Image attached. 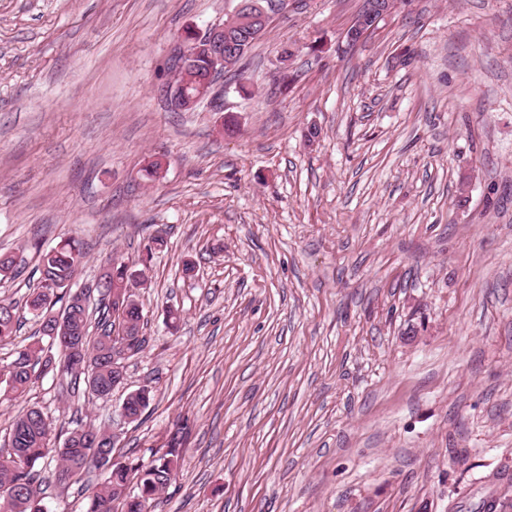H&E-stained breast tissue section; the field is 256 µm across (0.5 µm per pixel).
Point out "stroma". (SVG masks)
Masks as SVG:
<instances>
[{"mask_svg":"<svg viewBox=\"0 0 512 512\" xmlns=\"http://www.w3.org/2000/svg\"><path fill=\"white\" fill-rule=\"evenodd\" d=\"M235 6L0 0V250L25 260L0 300L62 237L80 289L165 234L148 345L83 406L108 425L151 388L120 459L188 420L154 512H512V0H406L351 49L363 0H288L242 74L172 111L184 33ZM32 404L73 412L38 379L0 404L1 450ZM133 392L136 393L133 394ZM133 392H130L126 397V399L129 397L126 408L130 421L128 422V418L125 416L123 408L122 417L128 423H139L142 420L145 410L149 407L151 400V390L146 387H142Z\"/></svg>","mask_w":512,"mask_h":512,"instance_id":"obj_1","label":"stroma"}]
</instances>
